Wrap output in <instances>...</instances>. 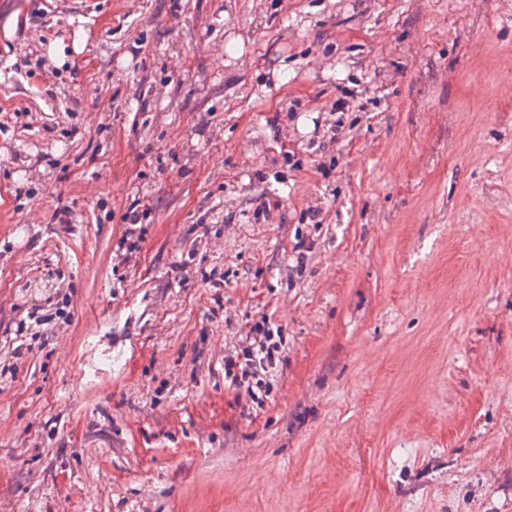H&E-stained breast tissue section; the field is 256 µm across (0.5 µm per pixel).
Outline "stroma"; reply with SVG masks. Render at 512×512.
<instances>
[{
	"instance_id": "1",
	"label": "stroma",
	"mask_w": 512,
	"mask_h": 512,
	"mask_svg": "<svg viewBox=\"0 0 512 512\" xmlns=\"http://www.w3.org/2000/svg\"><path fill=\"white\" fill-rule=\"evenodd\" d=\"M0 120V512H512V0H0ZM282 325L263 313L237 347L224 356V386L243 398L247 409L262 408L273 391L271 378L282 359Z\"/></svg>"
}]
</instances>
